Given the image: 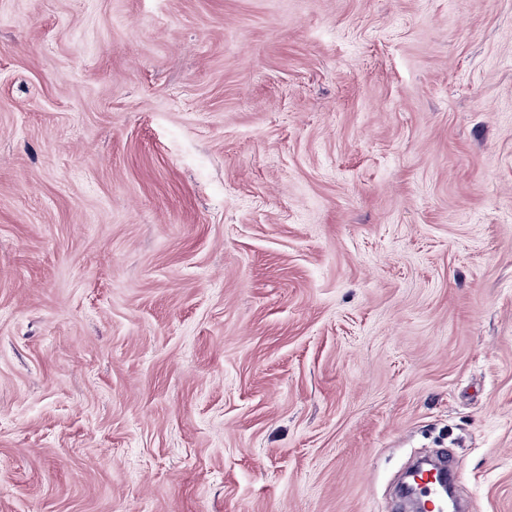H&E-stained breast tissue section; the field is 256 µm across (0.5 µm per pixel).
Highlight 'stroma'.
Returning <instances> with one entry per match:
<instances>
[{
    "label": "stroma",
    "mask_w": 512,
    "mask_h": 512,
    "mask_svg": "<svg viewBox=\"0 0 512 512\" xmlns=\"http://www.w3.org/2000/svg\"><path fill=\"white\" fill-rule=\"evenodd\" d=\"M512 512V0H0V512Z\"/></svg>",
    "instance_id": "stroma-1"
}]
</instances>
